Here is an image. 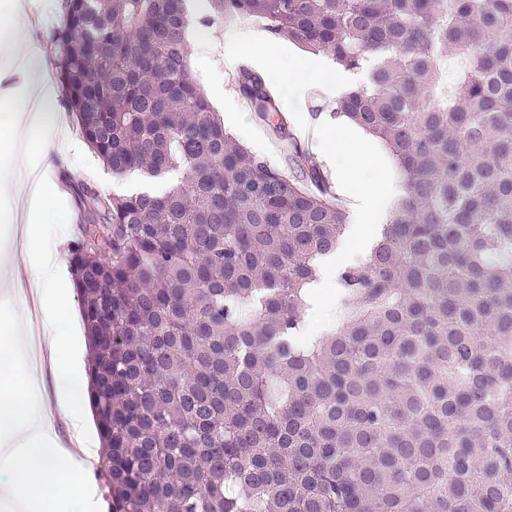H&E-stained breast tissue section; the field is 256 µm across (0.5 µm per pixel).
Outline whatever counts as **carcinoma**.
<instances>
[{
	"instance_id": "carcinoma-1",
	"label": "carcinoma",
	"mask_w": 512,
	"mask_h": 512,
	"mask_svg": "<svg viewBox=\"0 0 512 512\" xmlns=\"http://www.w3.org/2000/svg\"><path fill=\"white\" fill-rule=\"evenodd\" d=\"M63 0L55 77L117 180L69 254L109 512H512V0ZM367 71L336 116L402 176L334 322L302 311L347 211L265 77L238 91L291 172L224 129L197 26Z\"/></svg>"
}]
</instances>
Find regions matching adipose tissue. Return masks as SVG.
Returning a JSON list of instances; mask_svg holds the SVG:
<instances>
[{
    "label": "adipose tissue",
    "mask_w": 512,
    "mask_h": 512,
    "mask_svg": "<svg viewBox=\"0 0 512 512\" xmlns=\"http://www.w3.org/2000/svg\"><path fill=\"white\" fill-rule=\"evenodd\" d=\"M53 3L54 0H12L10 16L0 20V41L9 47L8 55L0 63V97L16 101L22 107L8 128L5 150L0 153V196L20 194L21 184L12 178L13 167L35 149L53 147L58 138L52 119L58 94L49 80L41 78L46 60L29 37L33 7L46 9ZM59 193L56 185L44 180L33 186L22 235L29 257L28 275L40 293L45 333L56 356L58 403L68 415L75 439L89 454L93 451L92 443L85 435V417L76 405L84 389L77 344L74 335L60 322L62 282L55 255L63 238L45 232L46 226L55 221V200Z\"/></svg>",
    "instance_id": "ef3b65f1"
}]
</instances>
